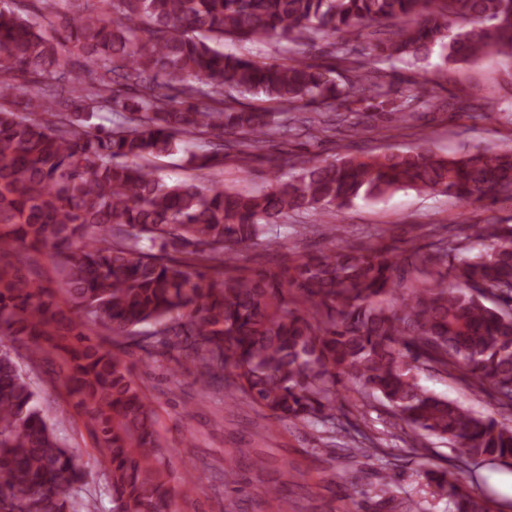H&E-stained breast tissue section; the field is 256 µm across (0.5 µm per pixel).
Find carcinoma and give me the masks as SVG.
Returning a JSON list of instances; mask_svg holds the SVG:
<instances>
[{
  "instance_id": "obj_1",
  "label": "carcinoma",
  "mask_w": 512,
  "mask_h": 512,
  "mask_svg": "<svg viewBox=\"0 0 512 512\" xmlns=\"http://www.w3.org/2000/svg\"><path fill=\"white\" fill-rule=\"evenodd\" d=\"M51 31L0 0V512H93L85 474L39 405L20 360L45 364L94 431L113 512H176L167 448L150 400L122 359L162 346L193 365L201 392L224 391L277 422H334L338 388L379 399L411 430L460 449L458 464L422 477L453 512H488L463 490L471 460H512V424L467 410L420 384L455 376L512 412V224L478 226L474 254L454 241L426 253L353 245L252 269L238 246L277 243L290 214L317 218L320 236L356 200L400 189L494 204L512 199V148L437 154L407 150L303 160L259 192L219 182H167L151 163L203 136L196 171L224 150L260 158L288 131L336 123L309 109L338 100L391 106L406 124L434 91L404 80L383 91L385 66L512 61V0H38ZM390 22L387 40L366 31ZM340 33L346 63L256 59L224 42L306 46ZM94 75L73 95V67ZM278 110L252 109L242 95ZM112 115L111 125L98 123ZM58 269L41 281L38 257ZM102 332L99 342L87 325ZM380 468L395 466L374 438L349 435ZM363 512H418L395 481L363 492Z\"/></svg>"
}]
</instances>
